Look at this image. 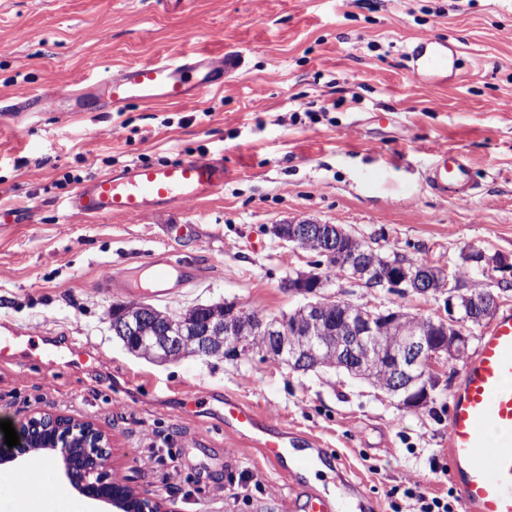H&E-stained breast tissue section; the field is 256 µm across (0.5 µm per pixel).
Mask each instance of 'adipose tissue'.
Listing matches in <instances>:
<instances>
[{"mask_svg": "<svg viewBox=\"0 0 512 512\" xmlns=\"http://www.w3.org/2000/svg\"><path fill=\"white\" fill-rule=\"evenodd\" d=\"M30 470L39 474L41 488L26 495L17 482L0 476V512H79L69 491L54 480L49 461L34 462Z\"/></svg>", "mask_w": 512, "mask_h": 512, "instance_id": "1", "label": "adipose tissue"}]
</instances>
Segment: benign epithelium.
Listing matches in <instances>:
<instances>
[{"instance_id":"obj_1","label":"benign epithelium","mask_w":512,"mask_h":512,"mask_svg":"<svg viewBox=\"0 0 512 512\" xmlns=\"http://www.w3.org/2000/svg\"><path fill=\"white\" fill-rule=\"evenodd\" d=\"M273 234L294 250L316 253V265L326 267L351 287L368 288L388 296L417 294L440 303L436 316L421 323L399 307L370 306L337 300L324 294L325 279L314 272L299 273L285 280V287L303 299L292 313L268 316L248 312L235 302L212 305L205 326L193 327L188 315L153 310L156 332L144 319L128 309L117 311L113 329L132 352L166 363L185 356L202 359L241 356L251 338L265 336L263 354L285 363L295 371L316 370L330 361L351 375L377 383L383 376V391L402 408L421 405L442 392L440 364L456 361L468 350L465 327L479 326L499 307L500 292L465 288L462 277H452L448 267L416 263L394 253L384 254L335 224L302 221L277 224ZM463 267H506L481 249H462ZM385 335L372 349L368 339ZM19 444L0 448V462H11L41 448L61 456L70 483L85 497L105 501L118 512H164L155 498L132 502L130 489L109 480L105 467L110 448L104 434L90 422L61 415L31 416L18 429ZM81 450L80 462L70 463L74 449Z\"/></svg>"}]
</instances>
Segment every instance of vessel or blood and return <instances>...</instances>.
<instances>
[{"mask_svg":"<svg viewBox=\"0 0 512 512\" xmlns=\"http://www.w3.org/2000/svg\"><path fill=\"white\" fill-rule=\"evenodd\" d=\"M431 73L448 69V57L433 46L430 35L419 37L409 54ZM242 65L241 55L197 52L175 58L121 65L106 75L112 111L130 102L182 104L213 88ZM82 79L39 97L37 109L57 111L60 103L85 89ZM427 180L439 194H453L466 202L472 196L471 168L458 152L439 149ZM224 187V163L208 157L186 158L164 164H140L120 173L97 176L80 186L65 202L69 215L92 218H138L164 214L167 207L201 201ZM149 287H141L137 270L119 268L102 280V288L117 297L155 298L193 283L199 270L166 255L153 256L148 264ZM27 339L9 329L0 333V362L16 359ZM224 432L234 439L251 441L277 466L288 483L333 467L335 459L322 448H299L287 428L258 413L240 398L222 400ZM512 429V311L501 313L484 332L476 355L467 362L460 381L449 395L448 463L466 512H512V438L498 451L486 455L491 427ZM340 502L313 493L300 503L288 502L289 512H339Z\"/></svg>","mask_w":512,"mask_h":512,"instance_id":"obj_1","label":"vessel or blood"}]
</instances>
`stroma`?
<instances>
[{
    "instance_id": "35a3bbf8",
    "label": "stroma",
    "mask_w": 512,
    "mask_h": 512,
    "mask_svg": "<svg viewBox=\"0 0 512 512\" xmlns=\"http://www.w3.org/2000/svg\"><path fill=\"white\" fill-rule=\"evenodd\" d=\"M222 30L215 40L214 30ZM450 48L447 76L414 74L417 37ZM196 51L239 53L223 89L194 102L104 112L100 78L118 65ZM83 77L75 112L33 102ZM512 0H0V323L105 355L89 367L20 357L0 364V420L52 412L94 423L112 441L107 471L172 512H284L288 487L257 448L224 433L219 397L233 394L341 458L317 475L321 494L344 475L374 512H414L403 490L418 482L446 497L447 390L403 409L344 372H295L251 351L236 360L153 363L110 328L114 297L100 282L156 254L188 259L203 275L154 307L180 313L239 302L266 315L300 303L284 286L311 271L273 225L338 224L368 244L416 262L455 266L465 247L512 261ZM462 152L477 185L461 203L433 192L426 170L439 148ZM224 161V189L162 216L92 219L62 212L80 181L142 163ZM358 304L395 300L343 287ZM414 316L434 299L396 300ZM213 394L187 415L189 391ZM232 458H225V451Z\"/></svg>"
}]
</instances>
